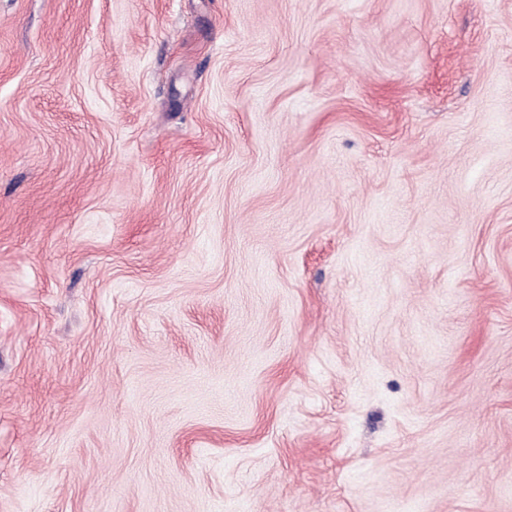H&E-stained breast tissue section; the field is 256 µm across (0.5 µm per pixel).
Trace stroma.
Returning a JSON list of instances; mask_svg holds the SVG:
<instances>
[{
  "label": "stroma",
  "mask_w": 512,
  "mask_h": 512,
  "mask_svg": "<svg viewBox=\"0 0 512 512\" xmlns=\"http://www.w3.org/2000/svg\"><path fill=\"white\" fill-rule=\"evenodd\" d=\"M0 512H512V0H0Z\"/></svg>",
  "instance_id": "1"
}]
</instances>
